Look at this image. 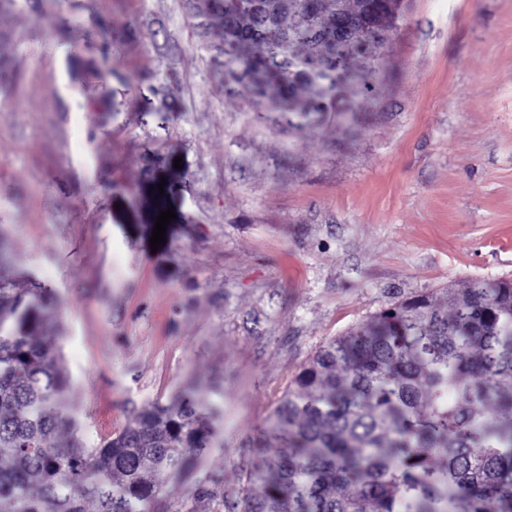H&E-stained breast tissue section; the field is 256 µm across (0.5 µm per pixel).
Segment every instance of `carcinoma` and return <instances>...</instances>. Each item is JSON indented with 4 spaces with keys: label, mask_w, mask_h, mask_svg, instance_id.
Listing matches in <instances>:
<instances>
[{
    "label": "carcinoma",
    "mask_w": 512,
    "mask_h": 512,
    "mask_svg": "<svg viewBox=\"0 0 512 512\" xmlns=\"http://www.w3.org/2000/svg\"><path fill=\"white\" fill-rule=\"evenodd\" d=\"M193 0L221 19L224 85L288 130L328 112L348 127L364 89L349 64L384 48L402 0ZM421 294L321 346L268 421L281 441L230 512H512V280ZM47 287H16L0 244V512H152L188 479L222 410L185 391L143 406L85 448L62 403L61 349L46 343Z\"/></svg>",
    "instance_id": "1"
}]
</instances>
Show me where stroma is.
I'll list each match as a JSON object with an SVG mask.
<instances>
[{
    "mask_svg": "<svg viewBox=\"0 0 512 512\" xmlns=\"http://www.w3.org/2000/svg\"><path fill=\"white\" fill-rule=\"evenodd\" d=\"M222 36L190 0H0V241L59 303L42 336L83 442L183 388L223 405L168 512H226L327 341L512 279V0H403L352 64L355 127L297 138L225 87Z\"/></svg>",
    "mask_w": 512,
    "mask_h": 512,
    "instance_id": "stroma-1",
    "label": "stroma"
}]
</instances>
